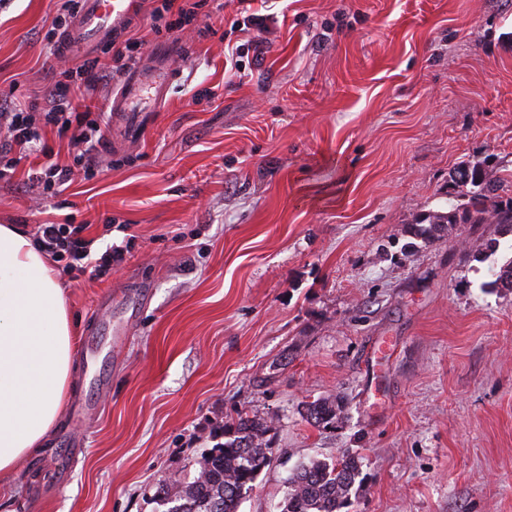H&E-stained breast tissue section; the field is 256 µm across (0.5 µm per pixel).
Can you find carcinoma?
Instances as JSON below:
<instances>
[{"label": "carcinoma", "instance_id": "cac0c4a2", "mask_svg": "<svg viewBox=\"0 0 512 512\" xmlns=\"http://www.w3.org/2000/svg\"><path fill=\"white\" fill-rule=\"evenodd\" d=\"M458 198L439 210L422 214L409 233L432 244L453 224H512V196L504 180L481 163H463L454 173ZM341 406L322 398L307 407V420L318 427L335 426ZM267 427L241 413L224 422V442L202 453L187 481L173 480L159 487L162 512H239L245 495L270 465L274 449L265 440ZM361 473V460L346 455L336 461L309 460L296 465L285 480L280 512H341Z\"/></svg>", "mask_w": 512, "mask_h": 512}]
</instances>
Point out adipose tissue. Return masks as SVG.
<instances>
[{
	"label": "adipose tissue",
	"mask_w": 512,
	"mask_h": 512,
	"mask_svg": "<svg viewBox=\"0 0 512 512\" xmlns=\"http://www.w3.org/2000/svg\"><path fill=\"white\" fill-rule=\"evenodd\" d=\"M58 275L30 236L0 225V479L56 428L78 373Z\"/></svg>",
	"instance_id": "ef3b65f1"
}]
</instances>
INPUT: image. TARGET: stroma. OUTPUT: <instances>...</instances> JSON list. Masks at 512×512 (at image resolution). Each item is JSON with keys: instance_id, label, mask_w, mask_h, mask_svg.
I'll use <instances>...</instances> for the list:
<instances>
[{"instance_id": "1", "label": "stroma", "mask_w": 512, "mask_h": 512, "mask_svg": "<svg viewBox=\"0 0 512 512\" xmlns=\"http://www.w3.org/2000/svg\"><path fill=\"white\" fill-rule=\"evenodd\" d=\"M122 38L186 46L164 111L113 138L64 205L0 181V224L72 215L108 278L60 274L79 373L52 438L0 485V512H158L236 413L276 450L240 512H279L292 467L362 459L343 512H512V227L407 228L450 176L512 181V0H278L269 53L224 71L236 0ZM60 0L0 11V95L57 79L44 40ZM201 90L211 98L196 99ZM339 401L334 428L306 419Z\"/></svg>"}]
</instances>
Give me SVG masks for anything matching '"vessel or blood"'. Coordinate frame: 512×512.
<instances>
[{"mask_svg":"<svg viewBox=\"0 0 512 512\" xmlns=\"http://www.w3.org/2000/svg\"><path fill=\"white\" fill-rule=\"evenodd\" d=\"M136 5L137 0H81L78 13L61 37L63 53L79 58L108 40L133 15ZM184 52L181 42L157 43L148 64L133 66L124 73L110 106L115 124L134 133L139 129L140 113L164 108L176 79L174 61Z\"/></svg>","mask_w":512,"mask_h":512,"instance_id":"obj_1","label":"vessel or blood"}]
</instances>
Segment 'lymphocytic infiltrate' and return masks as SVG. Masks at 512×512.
Listing matches in <instances>:
<instances>
[{
    "mask_svg": "<svg viewBox=\"0 0 512 512\" xmlns=\"http://www.w3.org/2000/svg\"><path fill=\"white\" fill-rule=\"evenodd\" d=\"M210 0H161L154 8L153 22H164L166 30L182 28L196 22ZM141 42L113 44L112 61L101 64L99 58H86L82 64L63 69L64 79L56 83L42 101L0 104V180L9 179L22 159L38 156L29 180L43 194L53 197L63 192L73 180L76 170L95 174L101 165L99 149L105 141L101 113L75 104L68 97V79L79 78L85 90L112 81L136 61ZM68 142L75 149L73 161L63 165L55 162L53 151L46 144L47 134ZM85 225L66 218L61 224H38L34 237L39 248L52 261L62 264L64 272H89L91 278L102 279L120 261L123 249L110 246L99 255L93 254V241L85 235Z\"/></svg>",
    "mask_w": 512,
    "mask_h": 512,
    "instance_id": "f902f5d3",
    "label": "lymphocytic infiltrate"
}]
</instances>
